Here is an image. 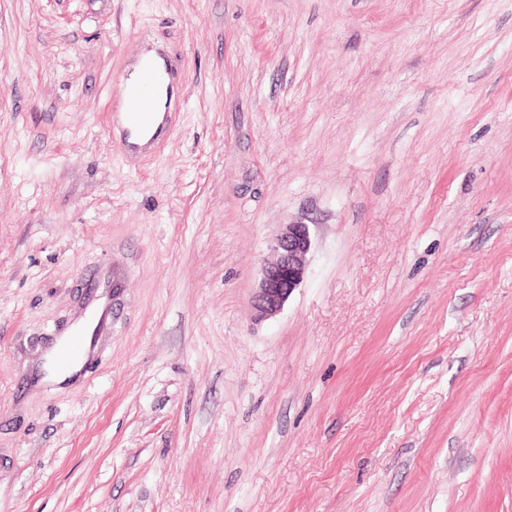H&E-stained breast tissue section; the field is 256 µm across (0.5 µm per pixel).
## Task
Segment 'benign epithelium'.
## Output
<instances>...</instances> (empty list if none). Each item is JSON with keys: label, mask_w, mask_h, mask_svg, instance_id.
Here are the masks:
<instances>
[{"label": "benign epithelium", "mask_w": 512, "mask_h": 512, "mask_svg": "<svg viewBox=\"0 0 512 512\" xmlns=\"http://www.w3.org/2000/svg\"><path fill=\"white\" fill-rule=\"evenodd\" d=\"M311 247L310 225L302 221L280 225L270 243L275 258L263 266L251 297L254 320H267L283 309L306 277V257Z\"/></svg>", "instance_id": "obj_1"}]
</instances>
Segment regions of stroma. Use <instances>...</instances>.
Returning a JSON list of instances; mask_svg holds the SVG:
<instances>
[{"mask_svg": "<svg viewBox=\"0 0 512 512\" xmlns=\"http://www.w3.org/2000/svg\"><path fill=\"white\" fill-rule=\"evenodd\" d=\"M153 41L183 106L134 170ZM0 512H512V0H0ZM117 94L126 98L129 111L137 119L142 116L150 115L153 112L154 98L151 94L140 90L132 94L124 85L119 88ZM312 247L310 224L288 222L270 243L273 261L266 263L251 297L253 319L263 321L278 314L307 273L306 257Z\"/></svg>", "mask_w": 512, "mask_h": 512, "instance_id": "obj_1", "label": "stroma"}]
</instances>
